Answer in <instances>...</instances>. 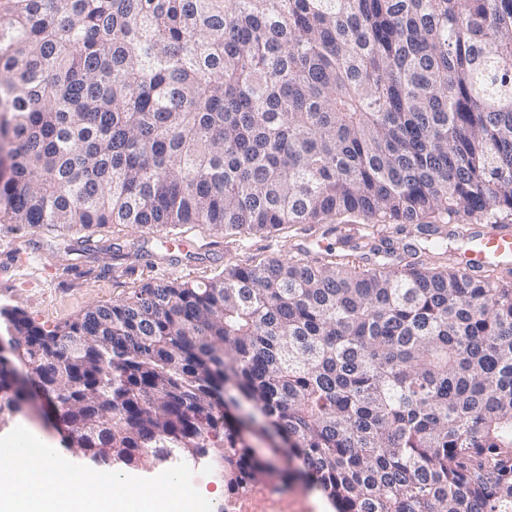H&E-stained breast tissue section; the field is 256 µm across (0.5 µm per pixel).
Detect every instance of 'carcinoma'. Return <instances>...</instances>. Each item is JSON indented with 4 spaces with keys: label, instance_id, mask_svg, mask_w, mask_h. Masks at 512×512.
<instances>
[{
    "label": "carcinoma",
    "instance_id": "carcinoma-1",
    "mask_svg": "<svg viewBox=\"0 0 512 512\" xmlns=\"http://www.w3.org/2000/svg\"><path fill=\"white\" fill-rule=\"evenodd\" d=\"M0 219L270 234L512 218V0H0ZM228 263L47 329L70 444L126 468L271 466L225 386L338 512H512V284L394 252ZM24 401L0 363V419Z\"/></svg>",
    "mask_w": 512,
    "mask_h": 512
}]
</instances>
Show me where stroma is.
I'll list each match as a JSON object with an SVG mask.
<instances>
[{"mask_svg":"<svg viewBox=\"0 0 512 512\" xmlns=\"http://www.w3.org/2000/svg\"><path fill=\"white\" fill-rule=\"evenodd\" d=\"M165 237L162 230L108 224L96 230V246L88 251L75 236L0 223V307H19L50 329L79 318L92 306L129 298L148 277L198 280L232 261L286 258L297 249L314 252L337 240L322 224L288 226L232 243L208 226L187 224L179 233L190 245L186 252L163 248ZM26 395L28 402L15 423L40 429L73 462L89 465V458L69 447L66 431L35 384H27Z\"/></svg>","mask_w":512,"mask_h":512,"instance_id":"stroma-1","label":"stroma"}]
</instances>
